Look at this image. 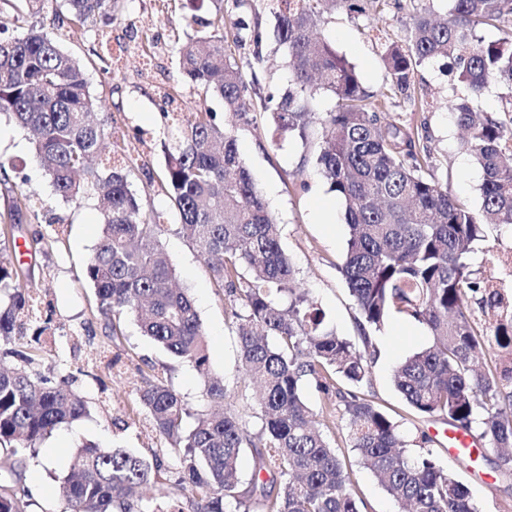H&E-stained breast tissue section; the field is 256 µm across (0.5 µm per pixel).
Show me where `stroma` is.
<instances>
[{
  "instance_id": "stroma-1",
  "label": "stroma",
  "mask_w": 512,
  "mask_h": 512,
  "mask_svg": "<svg viewBox=\"0 0 512 512\" xmlns=\"http://www.w3.org/2000/svg\"><path fill=\"white\" fill-rule=\"evenodd\" d=\"M419 6V0H389L381 11L370 9L359 15L339 11L329 15L322 33L355 66L364 88L375 92L387 82L382 42H404ZM213 9L212 0H117L112 19L95 22L107 34L103 43L78 35L63 47L86 63L91 92L106 98L113 149L135 151L145 160V167L133 168L129 176L143 207L165 205L161 191L162 145L169 130L162 116L168 106L162 98L165 89L180 86V96L168 107L183 116L204 104L215 111L217 121L231 127L240 156L279 226L297 288L313 300L339 335L358 340L359 313L339 272L348 227L341 201L329 191L316 165L319 127L311 126L303 140L277 131L267 112H252L247 122L236 121L225 114L218 98L179 71L171 49L174 32L190 22L198 34H206L205 21ZM415 81L423 90L421 98L397 102L384 117L414 128L433 157L434 180L479 209L483 171L463 149L461 130L449 111L461 85L441 60L418 66ZM12 189L32 194L38 213L37 219L24 225V237L49 233L54 224L64 229L60 243L14 255L21 264L36 268L27 287L39 303V321L47 325L41 337L45 366L58 376L76 375L88 402L87 416L59 427L42 442L39 458L30 462L26 474L38 512H61L57 479L67 473L72 455L84 444L119 446L145 456L157 453L173 461L170 443L154 430L137 403V392L147 378L160 375L195 407L201 399L202 378L192 364L172 359L142 336L133 321H126L119 340L106 337L104 323L95 313L93 291L81 279L100 232L98 200L91 195L77 203L57 199L28 134L1 119L0 201ZM177 224L175 216L167 217L161 247L180 286L188 288L195 301L208 340L210 371L224 382L226 406L242 416L250 432H257L260 421L246 395L232 304L228 296L216 292L202 258L178 233ZM493 251L512 253L511 228L488 226L486 240L475 243L470 255L473 269L490 275L488 258ZM373 343L378 354L365 389L368 397L398 422L408 441L419 440L424 433L432 437L437 463L470 487L480 512H512V483L495 478L496 451L483 449L474 466H465L448 452V426L442 417L415 415L393 385L395 367L413 352L431 346L426 327L394 318L375 332Z\"/></svg>"
}]
</instances>
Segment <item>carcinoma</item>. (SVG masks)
<instances>
[{
  "label": "carcinoma",
  "mask_w": 512,
  "mask_h": 512,
  "mask_svg": "<svg viewBox=\"0 0 512 512\" xmlns=\"http://www.w3.org/2000/svg\"><path fill=\"white\" fill-rule=\"evenodd\" d=\"M350 13L387 0H276L272 33L249 16V0H234L241 14L226 21L215 6L202 36L173 38L179 67L190 82L220 98L240 121L257 108L271 111L275 130L305 140L319 123L316 157L329 190L344 207L348 227L340 273L361 316V345L342 337L294 287L295 272L280 244L265 202L244 166L236 139L216 114L202 107L167 148L161 190L179 216L178 233L204 259L218 292H227L233 326L261 426L257 434L224 404V384L209 376L206 335L194 303L174 287L175 269L162 254L165 213L144 211L129 188L128 171L90 165L109 148L112 115L94 120L103 100L91 94L83 64L62 47L56 31L33 25L0 37V114L30 131L33 149L56 196L76 202L92 193L101 202V233L82 270L94 289L96 312L109 338L135 320L143 335L202 375L201 403L192 408L170 384L151 381L138 401L155 430L178 452L174 464L124 448L88 444L73 454L60 479L64 512H181L174 506L143 510L134 491L173 468L178 484L197 500L196 512H228L227 506L260 512H361L352 492L353 464L369 469L387 495L407 512H478L470 488L437 465L431 449L412 455L399 425L367 398L374 351L370 331L398 317L425 325L432 346L406 358L394 385L419 416H441L448 425L498 449V477L512 481V257L493 261L496 277L471 269L473 244L485 225L512 227V0H448L446 14H417L405 43L385 47L390 75L379 93L365 90L354 66L318 34L323 2ZM71 22L83 27L112 15V0H67ZM492 27L502 37L477 35ZM285 50L291 80L279 94H262L246 82L233 48L244 42L261 62L269 40ZM448 61L463 92L451 104L468 132L463 146L484 170L481 209L474 211L427 177L428 148L416 131L384 123L381 113L396 100H415L417 66ZM496 81L505 88L501 108L479 115L473 108ZM327 93L334 104L314 112ZM37 217L30 198L15 192L0 212L1 224ZM31 270L0 256V348L16 357L0 370V512H35L24 485L37 445L64 423L86 413V400L68 376L43 367L40 335L27 336L29 300L24 281ZM499 349L479 368L486 343ZM312 376L329 394L340 378L352 386L341 396L351 463L340 457L309 408L303 381ZM253 449L247 481L238 474L241 454Z\"/></svg>",
  "instance_id": "cac0c4a2"
}]
</instances>
